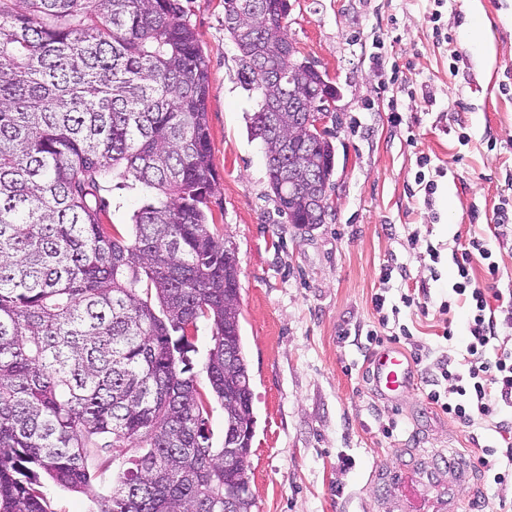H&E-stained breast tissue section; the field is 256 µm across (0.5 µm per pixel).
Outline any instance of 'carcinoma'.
Returning a JSON list of instances; mask_svg holds the SVG:
<instances>
[{
	"label": "carcinoma",
	"instance_id": "cac0c4a2",
	"mask_svg": "<svg viewBox=\"0 0 512 512\" xmlns=\"http://www.w3.org/2000/svg\"><path fill=\"white\" fill-rule=\"evenodd\" d=\"M288 0H224L238 77L278 213L325 223L335 147L310 111L336 99L292 53ZM294 73L295 93L288 91ZM209 65L180 0H0V512H51L40 474L87 489L89 449L116 463L95 512H254L250 465L226 469L189 353L211 324L209 393L253 413L235 270L209 222L217 187ZM152 202L132 238L103 224L102 181ZM239 407L227 406L224 345Z\"/></svg>",
	"mask_w": 512,
	"mask_h": 512
}]
</instances>
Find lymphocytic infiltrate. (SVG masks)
<instances>
[{
  "mask_svg": "<svg viewBox=\"0 0 512 512\" xmlns=\"http://www.w3.org/2000/svg\"><path fill=\"white\" fill-rule=\"evenodd\" d=\"M456 278L452 293L442 301L439 311L445 314L443 340L454 336V316L457 309H465L467 316V344L459 359L448 356L433 357L427 346H417L413 361L421 366L431 389L427 394L430 404L442 414L465 427L494 421L498 433L507 428L499 415L512 410V343L502 340L503 330L512 331V290L500 287V265L489 241L481 235H470L452 253ZM481 262L485 275L476 279L474 262ZM429 293L426 286H418L401 293L399 303L392 304L385 292L374 293L372 306L377 328L367 329V346L379 347L384 341L394 343L412 340L408 324L401 315L429 314ZM398 321L397 331L390 338L379 335V328ZM449 382L448 392H441V382Z\"/></svg>",
  "mask_w": 512,
  "mask_h": 512,
  "instance_id": "1",
  "label": "lymphocytic infiltrate"
}]
</instances>
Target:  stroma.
Returning a JSON list of instances; mask_svg holds the SVG:
<instances>
[{
	"label": "stroma",
	"mask_w": 512,
	"mask_h": 512,
	"mask_svg": "<svg viewBox=\"0 0 512 512\" xmlns=\"http://www.w3.org/2000/svg\"><path fill=\"white\" fill-rule=\"evenodd\" d=\"M181 4L210 69L213 230L234 245L240 269L255 512H402L395 494L404 482L442 484L449 459L474 467L480 446L498 435L440 414L420 382L382 400L354 328L373 322L380 268L403 264L410 278L393 277L391 293L427 284L430 313L417 317L415 341L436 345L452 252L474 231L497 254L500 287L512 289V223L490 221L494 204L512 198V0H289V41L336 89V119L326 126L336 149L332 210L308 230L278 213L262 146L248 135L255 96L238 80L224 0ZM436 9L445 42L432 33ZM474 17L485 32L479 48L466 33ZM377 40L384 69L373 61ZM393 112L400 126L390 123ZM422 154L438 174L430 199L407 192ZM101 195L109 224L130 238L145 192L108 182ZM414 234L439 250L438 280L425 250L409 248ZM390 419L398 429L388 437ZM342 455L354 458L351 469L340 468ZM88 468L85 492L44 481L52 512H93L95 497L110 493L114 471L94 456Z\"/></svg>",
	"instance_id": "1"
}]
</instances>
